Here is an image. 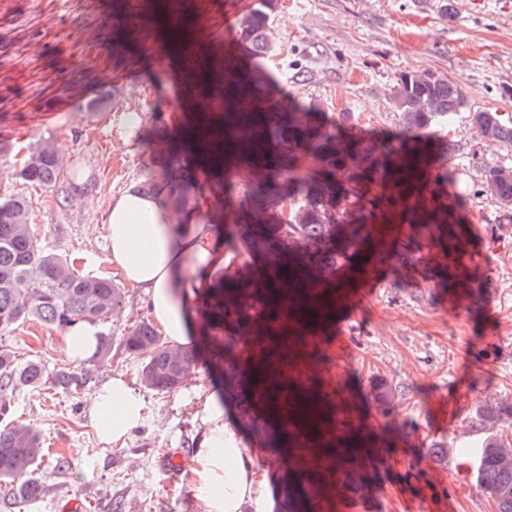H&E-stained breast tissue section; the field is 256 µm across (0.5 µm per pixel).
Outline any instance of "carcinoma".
<instances>
[{
    "label": "carcinoma",
    "mask_w": 512,
    "mask_h": 512,
    "mask_svg": "<svg viewBox=\"0 0 512 512\" xmlns=\"http://www.w3.org/2000/svg\"><path fill=\"white\" fill-rule=\"evenodd\" d=\"M277 0H260L242 20L222 67L202 56L188 70L187 102L201 97L171 135L161 125L135 135L151 146L145 194L163 193L176 213L196 204L199 178L224 190V206L208 215L224 233L234 265L200 303V348L174 349L142 322L119 338L100 336L96 357L134 356L139 378L159 393L178 389L198 354L224 378V401L235 405L241 425L264 448L288 454L293 465L279 482L278 512H336L329 504L369 495L359 459L383 444L351 421L355 406L317 386L300 366L319 355V333L336 297V270L356 257L366 267L404 271L436 250L448 279L460 276L465 242L455 220L464 201L451 204L442 184L455 170L432 174L439 157L456 149L433 130L467 109L464 92L433 72H402L392 104L393 128L371 134L347 131L349 113L333 122L322 101L284 95L267 68L274 53L268 37ZM470 123L486 141L512 146V122L491 110H473ZM252 180L238 190L242 172ZM480 192L512 219V166L482 164ZM25 183L54 190L60 210L71 209L77 188L69 181L54 142L32 148L19 172ZM354 197L357 207L341 202ZM31 198L0 192V337L26 321L68 329L80 322L119 319L125 294L111 278L85 276L43 245L33 229ZM393 224L410 232L389 238ZM65 390L71 374L50 371L38 359L17 361L0 343V485L25 500L46 488L38 466L46 449L40 431L12 419L16 392L45 381ZM475 476L497 512H512V443L489 435L475 454Z\"/></svg>",
    "instance_id": "cac0c4a2"
}]
</instances>
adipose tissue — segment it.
Here are the masks:
<instances>
[{
	"label": "adipose tissue",
	"mask_w": 512,
	"mask_h": 512,
	"mask_svg": "<svg viewBox=\"0 0 512 512\" xmlns=\"http://www.w3.org/2000/svg\"><path fill=\"white\" fill-rule=\"evenodd\" d=\"M109 259L122 279L141 293L152 322L176 346L191 342L199 301L214 273L233 263L217 244L202 210L174 213L164 196L129 191L112 199L105 215ZM195 418L203 431L189 465L197 512H272L257 452L244 443L214 395L196 390ZM143 401L119 374L106 379L89 400V419L104 444L125 440L143 417Z\"/></svg>",
	"instance_id": "ef3b65f1"
}]
</instances>
